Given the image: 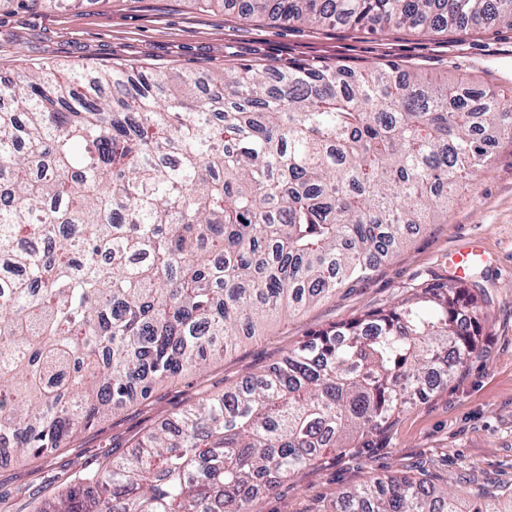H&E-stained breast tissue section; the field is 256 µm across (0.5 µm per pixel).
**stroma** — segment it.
<instances>
[{"label": "stroma", "mask_w": 512, "mask_h": 512, "mask_svg": "<svg viewBox=\"0 0 512 512\" xmlns=\"http://www.w3.org/2000/svg\"><path fill=\"white\" fill-rule=\"evenodd\" d=\"M241 59L272 68L310 59L350 66L393 60L468 81L477 90L492 87L512 95V29L504 26L448 33L319 29L219 7L203 11L187 0H65L0 9L4 80L33 64H128L202 73ZM471 244L485 253L469 274L489 300L483 357L364 446L325 453L274 491L258 493L252 512H330L342 492L377 474L511 487L512 140L502 139L489 171L449 202L447 219L421 230L370 281L299 314L272 318L203 373H185L154 385L148 395L131 397L51 455L0 461V512H34L38 502L64 490L75 464L99 468L129 452L169 415L279 362L314 332L390 307L415 284L454 275L452 255Z\"/></svg>", "instance_id": "35a3bbf8"}]
</instances>
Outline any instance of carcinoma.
Masks as SVG:
<instances>
[{"instance_id": "1", "label": "carcinoma", "mask_w": 512, "mask_h": 512, "mask_svg": "<svg viewBox=\"0 0 512 512\" xmlns=\"http://www.w3.org/2000/svg\"><path fill=\"white\" fill-rule=\"evenodd\" d=\"M372 33L512 27V0H240ZM396 63L220 73L34 66L0 82V436L53 453L145 380L201 371L266 319L371 279L512 139V98ZM486 295L423 282L74 470L37 512H251L483 352ZM376 475L332 512H503Z\"/></svg>"}]
</instances>
